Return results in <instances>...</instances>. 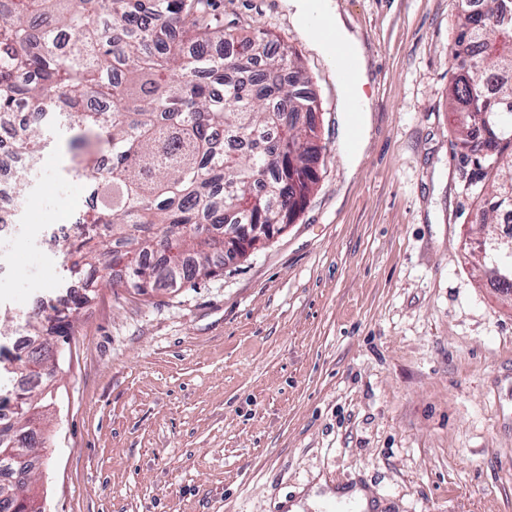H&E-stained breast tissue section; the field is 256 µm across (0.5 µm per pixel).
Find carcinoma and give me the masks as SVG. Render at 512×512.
<instances>
[{
    "label": "carcinoma",
    "instance_id": "carcinoma-1",
    "mask_svg": "<svg viewBox=\"0 0 512 512\" xmlns=\"http://www.w3.org/2000/svg\"><path fill=\"white\" fill-rule=\"evenodd\" d=\"M212 0H0V113L44 114L0 140V167L18 154L39 158L43 126L64 120L63 142L88 155L74 170L89 178L92 203L76 218L66 275L89 269L83 291L29 321L32 350L0 365L46 385L56 376L53 344L76 334L78 310L96 278L119 270L117 286L177 288L224 271L228 224H289L317 180L323 147L318 103L299 55L269 31L217 26ZM454 43L470 64H454L448 88L462 161L474 183L494 172L479 229L512 213V0H464ZM500 19L502 39L484 35ZM221 42L229 51L214 55ZM104 146L107 177L93 175ZM499 287L512 290V252L483 248ZM0 452H32V389L0 392ZM0 512H45L29 483L0 482Z\"/></svg>",
    "mask_w": 512,
    "mask_h": 512
}]
</instances>
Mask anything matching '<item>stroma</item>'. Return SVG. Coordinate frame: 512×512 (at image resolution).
<instances>
[{
	"label": "stroma",
	"mask_w": 512,
	"mask_h": 512,
	"mask_svg": "<svg viewBox=\"0 0 512 512\" xmlns=\"http://www.w3.org/2000/svg\"><path fill=\"white\" fill-rule=\"evenodd\" d=\"M371 57L356 171L334 64L281 0H214L224 27L296 49L321 103L319 182L293 223L223 274L83 307L43 405L45 512H290L361 489L379 512H512V294L479 272L484 198L455 146L458 0H338ZM43 154L0 251V313L77 280L44 238L84 205Z\"/></svg>",
	"instance_id": "35a3bbf8"
}]
</instances>
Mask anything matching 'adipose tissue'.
<instances>
[{
	"label": "adipose tissue",
	"instance_id": "obj_1",
	"mask_svg": "<svg viewBox=\"0 0 512 512\" xmlns=\"http://www.w3.org/2000/svg\"><path fill=\"white\" fill-rule=\"evenodd\" d=\"M288 16L301 36L310 40L317 52H324L325 46L312 28L309 18L312 11H319L322 20L335 31L338 39L351 51L355 60L353 85L361 87L370 81L371 64L363 40L356 29L348 26L337 0H322L314 4L313 0H286Z\"/></svg>",
	"mask_w": 512,
	"mask_h": 512
}]
</instances>
